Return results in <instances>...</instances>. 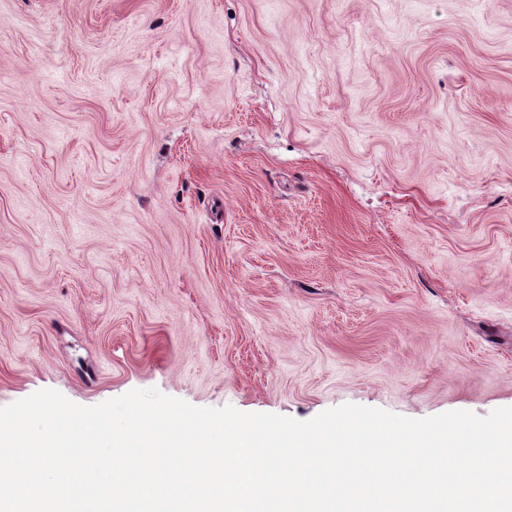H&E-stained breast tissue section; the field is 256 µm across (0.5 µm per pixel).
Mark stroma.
<instances>
[{"mask_svg":"<svg viewBox=\"0 0 512 512\" xmlns=\"http://www.w3.org/2000/svg\"><path fill=\"white\" fill-rule=\"evenodd\" d=\"M512 407V0H0V407Z\"/></svg>","mask_w":512,"mask_h":512,"instance_id":"35a3bbf8","label":"stroma"}]
</instances>
